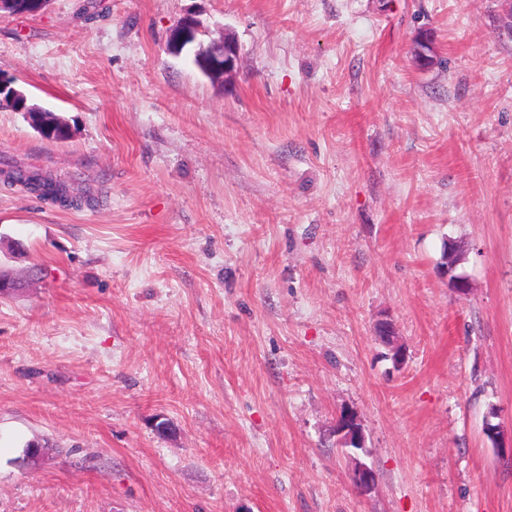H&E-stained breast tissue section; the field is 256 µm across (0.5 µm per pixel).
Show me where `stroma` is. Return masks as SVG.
Returning a JSON list of instances; mask_svg holds the SVG:
<instances>
[{
    "label": "stroma",
    "instance_id": "35a3bbf8",
    "mask_svg": "<svg viewBox=\"0 0 512 512\" xmlns=\"http://www.w3.org/2000/svg\"><path fill=\"white\" fill-rule=\"evenodd\" d=\"M186 17L233 71L171 53ZM0 79L70 127L0 107V160L97 200L0 183V512H512L500 0H49ZM239 55L238 45L225 39L219 45L202 49L196 55V63L206 75L223 74L231 69ZM336 431L341 435V447H351L356 449L363 448V429L356 410L352 408H345L340 411L336 420Z\"/></svg>",
    "mask_w": 512,
    "mask_h": 512
}]
</instances>
